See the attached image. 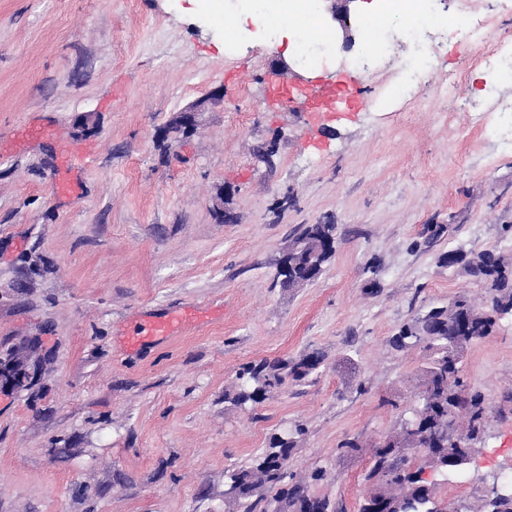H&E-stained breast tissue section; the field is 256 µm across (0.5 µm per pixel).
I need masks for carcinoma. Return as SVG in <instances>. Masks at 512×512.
Segmentation results:
<instances>
[{
    "mask_svg": "<svg viewBox=\"0 0 512 512\" xmlns=\"http://www.w3.org/2000/svg\"><path fill=\"white\" fill-rule=\"evenodd\" d=\"M335 231L334 224H304L296 239L323 241ZM288 262L295 265L296 277L281 282L285 288L319 276L304 256L290 255ZM450 262L491 286V305H480L463 294L453 300L452 309L434 307L403 323L391 337L390 344L398 352L418 347L429 351L427 363L415 376V387L429 391L430 398L411 408L410 416L384 436V444L370 446L371 465L357 512H445L437 487L420 478L415 464L425 458L436 471L466 465V441L488 422L483 395L468 391L461 379L460 355L473 341L492 335L505 316H512V259L491 250L476 254L450 250L439 256L441 265ZM321 362L322 356L308 354L297 360L249 363L239 374L238 388L225 393L224 399L242 408L253 406L288 381H305ZM303 433L299 425L274 433L249 463L225 470L228 501L241 512H267L261 504L267 501L264 492L271 490L272 501L278 504L274 512H292L311 498L305 481H287L288 465Z\"/></svg>",
    "mask_w": 512,
    "mask_h": 512,
    "instance_id": "obj_1",
    "label": "carcinoma"
}]
</instances>
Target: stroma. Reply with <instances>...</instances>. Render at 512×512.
I'll list each match as a JSON object with an SVG mask.
<instances>
[{"mask_svg":"<svg viewBox=\"0 0 512 512\" xmlns=\"http://www.w3.org/2000/svg\"><path fill=\"white\" fill-rule=\"evenodd\" d=\"M458 6L437 5L430 84L372 108L412 53L396 40L362 104L316 112L270 75L295 51L268 34L225 44L208 0H0V353L37 336L51 357L33 387L0 390V512H238L225 470L298 424L289 473L355 512L370 456L336 448L391 431L427 358L390 338L459 294L490 299L440 254L512 257V151L473 123L489 96L512 102L481 63L512 35V0H469L478 43L459 38ZM200 101L196 131L163 139ZM303 224L335 225V252L285 288ZM174 312L191 315L177 333L141 337ZM310 352L324 360L308 380L225 401L244 365ZM461 375L486 432L469 464L426 478L467 503L512 474V317L467 346Z\"/></svg>","mask_w":512,"mask_h":512,"instance_id":"1","label":"stroma"}]
</instances>
